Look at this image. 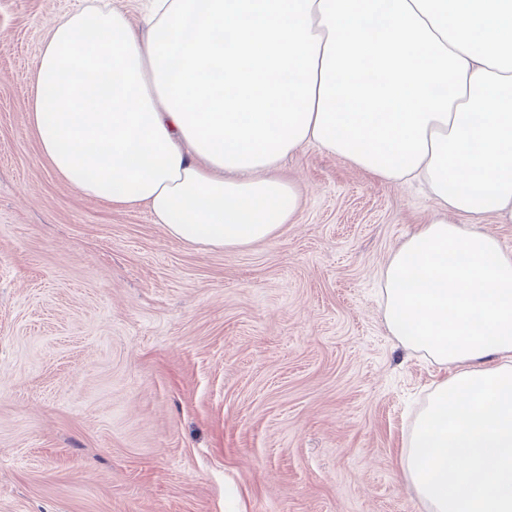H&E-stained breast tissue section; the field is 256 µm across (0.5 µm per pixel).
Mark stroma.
Masks as SVG:
<instances>
[{
	"mask_svg": "<svg viewBox=\"0 0 512 512\" xmlns=\"http://www.w3.org/2000/svg\"><path fill=\"white\" fill-rule=\"evenodd\" d=\"M88 2L0 0V512H428L399 458L446 371L379 274L435 199L309 144L292 221L217 250L79 193L24 106Z\"/></svg>",
	"mask_w": 512,
	"mask_h": 512,
	"instance_id": "35a3bbf8",
	"label": "stroma"
}]
</instances>
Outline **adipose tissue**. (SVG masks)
<instances>
[{"mask_svg": "<svg viewBox=\"0 0 512 512\" xmlns=\"http://www.w3.org/2000/svg\"><path fill=\"white\" fill-rule=\"evenodd\" d=\"M59 18L24 110L54 172L174 239L267 240L304 145L439 207L381 272L388 331L448 368L401 468L431 512H512V0H155ZM460 216L449 223V214ZM479 227L496 237L503 246L512 248V224H496L492 214H486L480 218Z\"/></svg>", "mask_w": 512, "mask_h": 512, "instance_id": "ef3b65f1", "label": "adipose tissue"}]
</instances>
